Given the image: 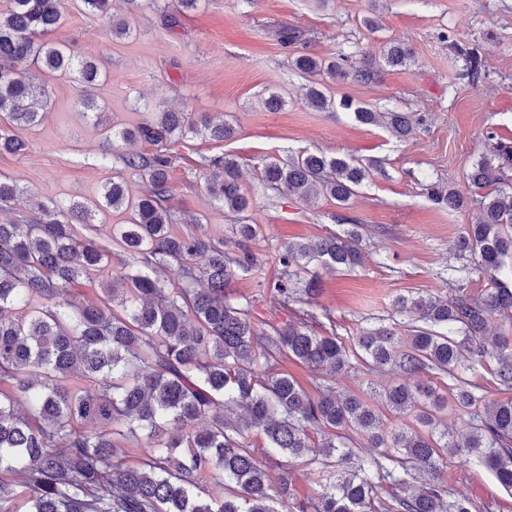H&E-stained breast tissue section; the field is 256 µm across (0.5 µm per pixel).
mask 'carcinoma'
<instances>
[{"mask_svg": "<svg viewBox=\"0 0 512 512\" xmlns=\"http://www.w3.org/2000/svg\"><path fill=\"white\" fill-rule=\"evenodd\" d=\"M60 0H4L0 6V152L22 155L26 143L12 128L38 125L49 108L42 74L73 79L80 104L93 114L106 144L141 141L162 147L189 136L222 142L235 128L208 115L160 111L133 128L103 123L104 106L87 94L105 76L97 60L67 42L38 37L63 26ZM92 15L111 12V0H77ZM463 56L462 78L476 85L483 64L473 48L453 44ZM413 59L412 49L391 41L377 58L325 63L309 54L290 65L310 78L306 96L320 111L339 106L357 122L384 124L399 139L413 137L424 118L416 112H377L351 99L336 103L318 77L372 83L387 67ZM489 153L467 174L480 190L466 196L454 185L429 186L431 199L460 211L475 203L481 219L458 236L457 258L475 266H448L444 295L410 292L392 315L376 317L349 348L336 330L316 332L305 311L286 327L257 325L249 305L233 296V279L253 267L249 243L261 234L245 224L250 207L239 165L213 159L220 178L209 194L236 218L238 251L229 242L174 230L172 156L122 157L146 183L129 199L121 177L103 186L100 199L52 207L34 203L33 216L0 224V512H20L18 488L29 491L25 512H481L469 496L436 477L454 448L488 469L512 491V335L489 338L497 313L512 328V281L501 278L512 259V145L489 133ZM384 174L375 157L329 158L303 152L262 168L263 185L309 203L320 197L347 206L366 180ZM23 194L0 179V207ZM131 211L112 232L127 254L112 269L108 243L78 233L107 209ZM363 235L352 224L315 242L288 243L277 254L271 296L280 307L310 304L317 290L312 268L352 271L362 261ZM202 255L199 268L194 258ZM486 281L476 295L470 276ZM407 328L399 335L398 326ZM395 380L380 392L404 424L389 432L354 394H340L331 375L352 367ZM292 359L317 374V394L306 391L280 362ZM487 370L499 400H486L472 380ZM433 373L453 382L463 428L448 429L438 416L448 399L432 384L413 383ZM323 432L316 440L313 431ZM259 432L262 457L250 439ZM142 452L136 464L125 445ZM303 459L319 469L337 459L346 469L326 480L317 495L295 497L292 478L271 453Z\"/></svg>", "mask_w": 512, "mask_h": 512, "instance_id": "obj_1", "label": "carcinoma"}]
</instances>
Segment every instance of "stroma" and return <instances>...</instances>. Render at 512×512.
Returning a JSON list of instances; mask_svg holds the SVG:
<instances>
[{"label": "stroma", "instance_id": "1", "mask_svg": "<svg viewBox=\"0 0 512 512\" xmlns=\"http://www.w3.org/2000/svg\"><path fill=\"white\" fill-rule=\"evenodd\" d=\"M61 9L64 26L45 39L72 42L99 56L107 79L90 94L105 103L112 124L131 126L164 107L206 112L234 126L235 136L221 143L194 137L173 146L170 203L176 231L231 237L233 219L208 195L206 179L214 173L210 159L228 155L238 161L241 184L253 198L249 221L263 233L251 245L256 266L239 274L231 290L250 300L256 323L296 319L293 311L277 308L269 293L281 245L324 237L343 224L361 225L365 261L352 272L321 271L310 308L317 316L331 315L345 339L366 319L387 315L398 296L445 291L442 276L455 261L454 241L477 221L479 210L473 205L448 211L425 187L453 182L467 190L466 175L485 154L487 134L512 142V0H204L198 10L181 14L168 0H157L131 16L122 0H112L109 18L83 13L74 0H61ZM371 14L379 31L363 25ZM116 16L128 18L131 37H113ZM284 27L297 31L293 44L281 43ZM389 41L407 43L413 61L386 69L370 84L328 78L324 88L334 98L349 97L380 112L425 113L427 122L413 138L400 140L343 109L321 112L306 103L308 82L290 69L293 57L359 59L378 55ZM459 45L477 49L486 79L475 85L462 79ZM42 85L51 102L44 119L16 130L27 144L24 154L0 153V175L25 191L0 208V223L28 214L33 199H97L116 173L123 174L129 196L138 197L145 184L124 169L121 157L152 153V145L118 142L106 148L78 102L74 82L46 75ZM273 93L285 99L277 112L264 104ZM301 151L375 157L386 173L366 182L343 208L262 190L263 165ZM441 478L489 505L490 512H512V491L465 456L449 454Z\"/></svg>", "mask_w": 512, "mask_h": 512}]
</instances>
